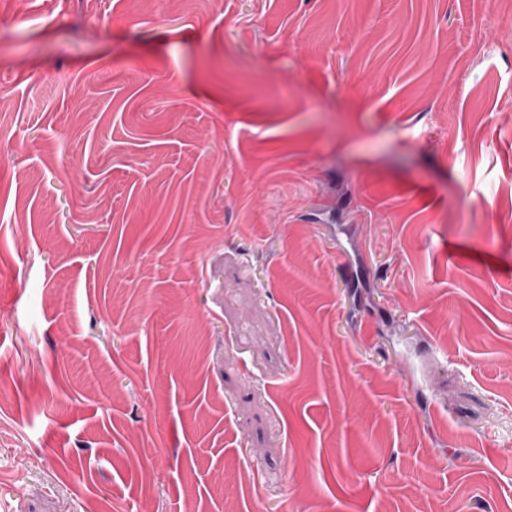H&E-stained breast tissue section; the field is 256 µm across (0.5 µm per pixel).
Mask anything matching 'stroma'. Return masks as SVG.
I'll return each instance as SVG.
<instances>
[{"instance_id":"1","label":"stroma","mask_w":512,"mask_h":512,"mask_svg":"<svg viewBox=\"0 0 512 512\" xmlns=\"http://www.w3.org/2000/svg\"><path fill=\"white\" fill-rule=\"evenodd\" d=\"M0 512H512V11L0 0Z\"/></svg>"}]
</instances>
